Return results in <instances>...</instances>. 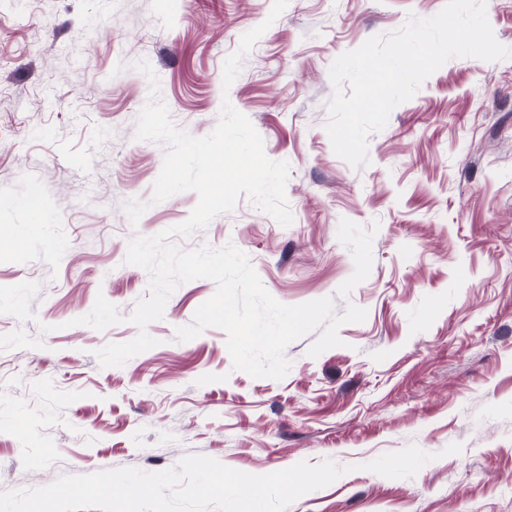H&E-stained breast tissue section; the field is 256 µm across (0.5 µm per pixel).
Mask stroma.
I'll use <instances>...</instances> for the list:
<instances>
[{
    "instance_id": "1",
    "label": "stroma",
    "mask_w": 512,
    "mask_h": 512,
    "mask_svg": "<svg viewBox=\"0 0 512 512\" xmlns=\"http://www.w3.org/2000/svg\"><path fill=\"white\" fill-rule=\"evenodd\" d=\"M445 2L289 0L227 87L226 58L273 0H0V285L39 286L35 319L0 315V491L188 455L256 475L329 459L347 474L287 512H512V58L448 60L362 168L325 130L334 59ZM141 60L179 128L210 134L227 101L290 165V226L243 195L175 244L236 246L281 303L367 311L318 357L315 334L292 342L282 380L233 369L222 330L175 341L207 279L171 294L148 327L158 346L120 367L95 355L138 333L150 277L129 241L198 200L151 201L166 147L135 137ZM134 198L150 204L136 224ZM100 293L122 323L71 326ZM411 444L434 456L415 477L363 470Z\"/></svg>"
}]
</instances>
